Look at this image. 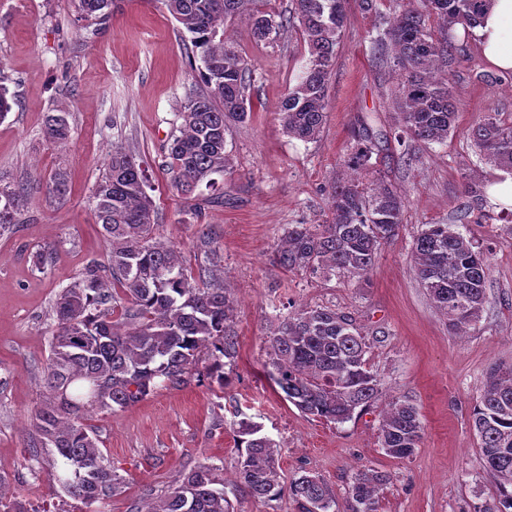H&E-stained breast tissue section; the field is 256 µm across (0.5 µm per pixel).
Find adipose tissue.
Masks as SVG:
<instances>
[{"instance_id": "1", "label": "adipose tissue", "mask_w": 512, "mask_h": 512, "mask_svg": "<svg viewBox=\"0 0 512 512\" xmlns=\"http://www.w3.org/2000/svg\"><path fill=\"white\" fill-rule=\"evenodd\" d=\"M473 35L492 68L512 71V0H493Z\"/></svg>"}]
</instances>
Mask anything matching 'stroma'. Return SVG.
Returning a JSON list of instances; mask_svg holds the SVG:
<instances>
[{
  "label": "stroma",
  "mask_w": 512,
  "mask_h": 512,
  "mask_svg": "<svg viewBox=\"0 0 512 512\" xmlns=\"http://www.w3.org/2000/svg\"><path fill=\"white\" fill-rule=\"evenodd\" d=\"M349 0L348 23L327 89L320 137H288L277 119L281 103L309 65L297 31L274 42L255 40L244 21L229 28L241 55L255 68L248 91L251 118L234 126L227 148L234 171L225 175L224 202L186 199L162 167L178 114L196 89L188 34L161 0H115L106 21H76L75 0H0V73L15 98L0 120V172L27 177L29 204L15 234L0 236V472L36 512H130L143 488L163 494L188 463L221 466L236 512H299L291 496L263 503L233 485L238 452L234 428L242 419L261 426L277 445L284 480L310 472L336 493L345 512L347 483L366 466L390 474L379 512H474L490 499L495 481L484 469L470 413L492 368L512 365V225L500 206L470 203L464 177L496 182L499 172L476 153L469 129L478 117L512 119V77L488 65L470 30L454 32L460 50L448 64L458 121L446 145L423 149L419 162L388 160L381 171L406 194L403 226L383 245L369 281L335 274L286 271L274 251L292 224L322 223L325 188L353 144L352 125L364 120L376 138L396 123L391 97L395 69L373 60L379 15ZM66 112L72 139L58 152L43 139L47 113ZM143 161L154 187L158 234L179 247L191 271L206 264L209 237L237 300L238 352L224 385L158 386L138 404L89 423L124 493L86 506L60 501L48 478L25 466L30 417L43 391L51 307L57 293L92 260L107 262L98 233L92 188L113 143ZM69 173L65 199L49 196L57 166ZM453 224L490 249L488 303L464 336L455 335L421 286L411 260L422 225ZM53 252L45 269L33 256ZM331 306L352 313L368 332H381L367 354L382 384L378 400L352 420L334 424L303 414L270 380L264 366L269 326L290 305ZM394 397L418 408L423 438L410 458L390 457L379 441L383 411Z\"/></svg>",
  "instance_id": "obj_1"
}]
</instances>
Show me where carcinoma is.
<instances>
[{"instance_id":"1","label":"carcinoma","mask_w":512,"mask_h":512,"mask_svg":"<svg viewBox=\"0 0 512 512\" xmlns=\"http://www.w3.org/2000/svg\"><path fill=\"white\" fill-rule=\"evenodd\" d=\"M266 0H162L191 35L192 58L199 59L200 90L180 112L166 164L170 183L187 198L200 185L214 191V176L233 169L226 135L251 117L247 97L254 67L239 53L228 24L246 17L258 41H274L299 22L309 67L288 91L278 112L289 137L318 139L325 124L327 88L336 68L337 48L347 25V0H293L287 16L265 7ZM114 0H78L82 20L104 21ZM492 0H402L392 15L379 17L372 40L375 59L398 70L393 141L398 160H418L419 147L444 144L456 128L457 106L449 72L439 64L455 59L456 27L473 28ZM64 112L45 117L43 138L61 148L70 138ZM354 144L341 163L343 173L326 189L329 216L321 224H290L274 253L287 271L319 270L363 279L378 251L394 241L402 226L405 197L391 182L365 180L380 148L370 128H353ZM474 147L487 163L512 176V123L486 115L470 130ZM148 176L133 151H112L97 178L92 199L108 263L88 262L53 301L54 324L44 369L45 393L26 436L25 461L33 476L56 479L62 492L87 506L123 493V478L107 463L90 414L123 411L147 398L158 382L177 388L198 375L224 386L238 336L236 300L224 286L221 265L210 258L194 277L182 252L156 234L158 211L148 193ZM46 189L61 200L68 172L56 168ZM29 184L0 173V236L10 233L27 205ZM411 258L417 277L455 334L480 319L487 303V257L479 243L448 224H425L415 237ZM370 341L352 314L329 306L296 308L267 332L266 368L289 403L306 415L343 424L367 410L381 394L380 380L366 354ZM209 364L197 370L202 355ZM484 467L497 494L477 512H512V366L490 372L471 411ZM420 414L408 399L395 397L382 416L380 442L396 459L414 455L423 437ZM237 487L269 503L283 490L276 444L249 421L239 423ZM390 475L359 469L350 479L351 512H378L379 491ZM0 512H37L4 491ZM289 492L303 512H336V493L319 477L304 473ZM131 512H234L224 492L219 466H187L175 486L156 495L143 490Z\"/></svg>"}]
</instances>
